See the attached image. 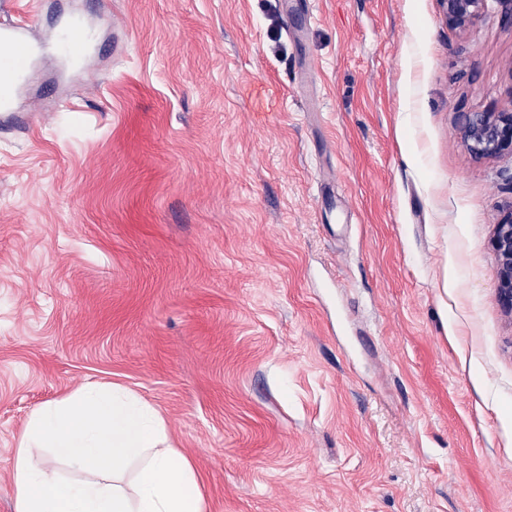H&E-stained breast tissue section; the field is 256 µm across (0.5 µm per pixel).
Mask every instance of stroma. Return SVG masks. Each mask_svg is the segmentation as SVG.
<instances>
[{
  "label": "stroma",
  "mask_w": 512,
  "mask_h": 512,
  "mask_svg": "<svg viewBox=\"0 0 512 512\" xmlns=\"http://www.w3.org/2000/svg\"><path fill=\"white\" fill-rule=\"evenodd\" d=\"M46 0L0 116V512L25 421L89 381L136 391L205 512H512V314L491 246L512 159L496 0ZM448 27L464 29L486 15L487 0H442ZM94 29L84 24L83 17L78 15L76 21L68 25L54 36V45L58 54L66 61L78 63L84 52L92 45ZM463 141L476 158L512 157V110L461 113Z\"/></svg>",
  "instance_id": "1"
}]
</instances>
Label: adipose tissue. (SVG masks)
<instances>
[{
  "mask_svg": "<svg viewBox=\"0 0 512 512\" xmlns=\"http://www.w3.org/2000/svg\"><path fill=\"white\" fill-rule=\"evenodd\" d=\"M64 460L63 479L48 462ZM139 463L132 489L121 478ZM15 512H203L198 477L135 392L89 382L33 410L14 461Z\"/></svg>",
  "mask_w": 512,
  "mask_h": 512,
  "instance_id": "adipose-tissue-1",
  "label": "adipose tissue"
}]
</instances>
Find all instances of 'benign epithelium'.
<instances>
[{"mask_svg": "<svg viewBox=\"0 0 512 512\" xmlns=\"http://www.w3.org/2000/svg\"><path fill=\"white\" fill-rule=\"evenodd\" d=\"M448 27L464 29L486 15L487 0H442ZM463 141L476 158L512 157V110L461 113ZM498 259L497 291L512 312V207L500 214L492 237Z\"/></svg>", "mask_w": 512, "mask_h": 512, "instance_id": "benign-epithelium-1", "label": "benign epithelium"}]
</instances>
